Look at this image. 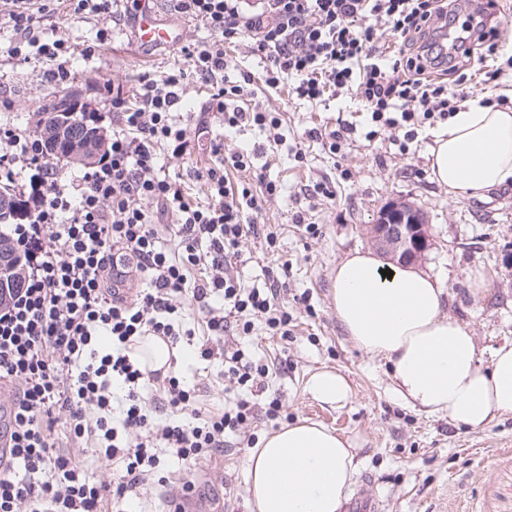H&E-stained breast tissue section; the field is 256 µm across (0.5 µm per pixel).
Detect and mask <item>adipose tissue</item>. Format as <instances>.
<instances>
[{"instance_id": "1", "label": "adipose tissue", "mask_w": 512, "mask_h": 512, "mask_svg": "<svg viewBox=\"0 0 512 512\" xmlns=\"http://www.w3.org/2000/svg\"><path fill=\"white\" fill-rule=\"evenodd\" d=\"M430 168L452 195L481 197L512 183V107L460 103L435 136ZM384 268L374 252H348L334 269L330 302L359 349L390 362L398 398L469 429L512 413V342L482 366L474 336L445 314L439 282L411 267L388 279ZM306 390L336 407L353 395L347 378L329 369L312 374ZM245 467L250 512H341L359 472L346 437L305 419L264 434Z\"/></svg>"}]
</instances>
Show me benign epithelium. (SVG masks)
I'll list each match as a JSON object with an SVG mask.
<instances>
[{
	"instance_id": "obj_1",
	"label": "benign epithelium",
	"mask_w": 512,
	"mask_h": 512,
	"mask_svg": "<svg viewBox=\"0 0 512 512\" xmlns=\"http://www.w3.org/2000/svg\"><path fill=\"white\" fill-rule=\"evenodd\" d=\"M68 147V157L85 164L92 163L98 154L89 139L74 140ZM365 235L382 258L394 265L417 264L431 247L429 225L422 213L401 202H392L382 209L375 223L365 225ZM17 268L13 243L0 241V275H12Z\"/></svg>"
}]
</instances>
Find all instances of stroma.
<instances>
[{
  "instance_id": "obj_1",
  "label": "stroma",
  "mask_w": 512,
  "mask_h": 512,
  "mask_svg": "<svg viewBox=\"0 0 512 512\" xmlns=\"http://www.w3.org/2000/svg\"><path fill=\"white\" fill-rule=\"evenodd\" d=\"M14 38L8 25H0V126L23 127L48 108L58 89L43 81L41 63L7 54ZM227 54L233 77L251 78L239 106L262 100L282 119L278 146L259 159L281 187L259 216L274 225L277 248L268 251L263 239L249 238L239 273L249 286H263L272 276L285 280L280 300L292 317L290 336L269 335L259 322L249 344L252 359L268 368L267 393L257 396V404L276 396L283 408L276 418L258 417L231 436L223 454L188 464L164 452L161 469L172 484L192 483L204 512H249L248 441L308 418L350 438L360 462L357 480H372L382 512H512V414L471 430L405 405L392 391L387 361L358 349L330 304L337 262L369 246L364 225L391 202L409 204L423 214L433 239L420 267L443 285L445 313L473 332L481 363L489 365L493 348L512 341V184L481 198L449 194L429 176L433 135L442 122L421 127L404 150L384 136L370 141L363 108L348 93L300 100L289 95L288 84L265 85L243 47ZM187 66L179 47H141L118 28L99 55L75 60L71 87L89 111L104 115L112 109L113 91L130 89L139 72ZM345 121L357 132L340 151L307 136L310 129L327 133ZM298 211L318 224V234L293 223ZM479 274L486 289L476 294L472 280ZM177 321L195 333L191 343L179 344L182 357L174 365L185 386L213 411L235 402L239 393L225 388L223 357L199 354L207 338L200 315L186 304ZM323 369L349 379L353 396L346 406L322 404L307 393L308 378Z\"/></svg>"
}]
</instances>
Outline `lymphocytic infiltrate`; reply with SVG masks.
<instances>
[{
    "instance_id": "lymphocytic-infiltrate-1",
    "label": "lymphocytic infiltrate",
    "mask_w": 512,
    "mask_h": 512,
    "mask_svg": "<svg viewBox=\"0 0 512 512\" xmlns=\"http://www.w3.org/2000/svg\"><path fill=\"white\" fill-rule=\"evenodd\" d=\"M171 2L174 13L206 28L213 39L183 46L189 70L141 74L133 93L113 96L112 131L91 170L59 184L34 131L0 129V184L17 191L28 211L27 222L10 229L23 255L24 278L0 307V390L9 394L8 422L0 425V448L9 451L0 467V512H43L46 502L50 512H124L133 488L166 484L160 452L190 461L216 454L226 434L258 413L272 418L279 412L278 399L262 409L252 400L265 392L268 370L250 359L245 342L259 320L272 334L288 335L291 317L277 302V284L246 287L234 262L249 237H263L267 249L275 248L276 231L258 217L263 201L280 187L256 169L255 152L225 149L223 138L214 137L208 165L196 171L207 199L190 200L157 153L163 147L170 158L189 159L197 152L198 135L175 119L188 77L208 87L203 108L225 127L267 130L257 150L264 153L278 143L281 120L259 106L229 109L244 88L228 74L227 45L244 46L266 84L292 79L297 99L351 92L371 122L391 133L404 123L451 116L456 92L444 78L463 76V59L477 53L489 60L487 82L502 73L498 25L481 7L439 43L436 34L455 15L448 0ZM140 7L141 0H0V18L15 33L10 56L45 61V81L63 86L71 81L69 62L78 51L63 38L40 40L36 29L61 14L95 20V44L78 52L89 59ZM385 35L401 42L402 54H377ZM232 170L252 175L260 193L232 184ZM158 206L176 212V223H157ZM185 297L209 333L201 357L223 350L225 376L246 392L221 413L200 406L177 377L148 370L131 355L146 336L179 343L171 317ZM102 334L111 336L115 352L98 354L94 344ZM79 361L84 368L73 373ZM116 378L128 387L118 429L111 422ZM151 380L162 381L167 409L189 415V422L153 424L140 394ZM60 422L71 440L93 442L99 460L118 464L112 481L90 482L73 456L57 450ZM122 431L134 434V441L119 442Z\"/></svg>"
}]
</instances>
